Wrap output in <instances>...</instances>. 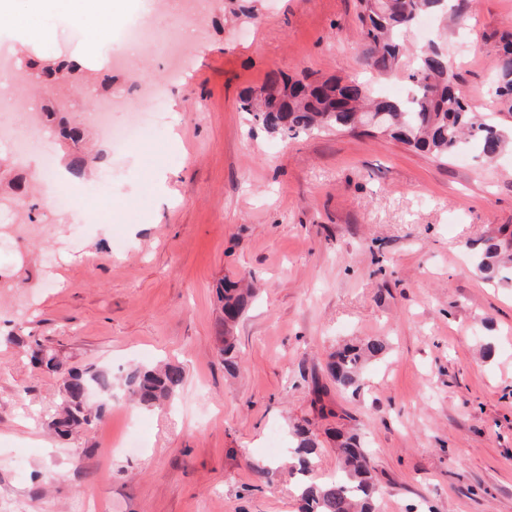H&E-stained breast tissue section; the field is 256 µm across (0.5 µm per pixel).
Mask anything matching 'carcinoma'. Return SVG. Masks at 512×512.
I'll use <instances>...</instances> for the list:
<instances>
[{"mask_svg": "<svg viewBox=\"0 0 512 512\" xmlns=\"http://www.w3.org/2000/svg\"><path fill=\"white\" fill-rule=\"evenodd\" d=\"M358 4L365 63L378 81L401 73L402 60L409 52L402 37L406 29L424 15L447 14L446 0H358ZM72 71L63 64L41 69L49 79L59 82L69 81ZM407 78L411 97L395 98L376 95L370 83L349 76L324 78L311 72L291 81L275 75L257 90H245L240 96V110L249 122L285 142L325 130L354 133L368 128L440 161L455 156L472 140L479 143L484 158L493 159L512 141V44L498 57L491 82L497 103L506 109L502 117L481 118L471 111L456 88L453 65L436 40L417 51ZM58 127L75 150L69 173L78 179L85 164L80 156L85 131L62 118ZM478 253V271L496 277V271L512 267V234L483 241ZM242 283L241 279L223 280L219 286L224 318L217 339L224 369L230 374L237 368L232 329L253 298L252 289ZM388 351L386 339L366 337L330 354L325 370L337 388L354 394L363 385V364L384 358ZM32 357L49 371L61 369L59 356L41 345ZM183 382L184 372L178 365L134 366L126 376L123 391L133 402L152 408L170 399ZM95 389L112 396V380L102 370L70 368L62 373L60 410L48 421L49 428L64 438L73 429L98 421L105 404H90L88 393ZM292 437L288 473L297 477L296 491L303 512H376L371 457L357 434L336 431L340 467L336 477L322 481L311 478L318 460L317 436L309 427L296 425Z\"/></svg>", "mask_w": 512, "mask_h": 512, "instance_id": "1", "label": "carcinoma"}]
</instances>
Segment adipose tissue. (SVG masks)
<instances>
[{
    "label": "adipose tissue",
    "instance_id": "1",
    "mask_svg": "<svg viewBox=\"0 0 512 512\" xmlns=\"http://www.w3.org/2000/svg\"><path fill=\"white\" fill-rule=\"evenodd\" d=\"M127 7L128 0H25V12L19 18L14 0H0V19L18 18L20 27L31 36L48 40L54 35L48 15L83 14L92 18L91 36L97 40L111 35Z\"/></svg>",
    "mask_w": 512,
    "mask_h": 512
}]
</instances>
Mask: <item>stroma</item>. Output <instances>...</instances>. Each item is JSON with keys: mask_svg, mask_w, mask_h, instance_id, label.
Returning <instances> with one entry per match:
<instances>
[{"mask_svg": "<svg viewBox=\"0 0 512 512\" xmlns=\"http://www.w3.org/2000/svg\"><path fill=\"white\" fill-rule=\"evenodd\" d=\"M446 45L474 112L488 94L512 0H456ZM233 16L207 0L202 30L171 56L129 52L141 18L173 29L170 0H135L110 38L87 51L82 15L49 16L51 41L0 25L15 60L77 59L80 93L61 102L74 123L111 76L121 126L161 86V124L101 154L81 179L83 213L49 204L32 149L0 156V181L32 187L14 215L55 224V237L0 246V512H299L293 481L257 480L250 465L290 456L292 423L309 419L322 445L316 476L334 474L329 428L373 450L378 512H512V284L486 280L472 247L512 232V148L440 163L384 136L324 132L289 144L251 130L239 95L268 75L369 78L357 0H249ZM254 275L239 319L238 369L217 353L216 285ZM382 336L352 395L323 370L354 337ZM69 367L120 378L130 366L184 369L180 392L140 410L115 389L100 421L61 439L47 427L59 374L36 367L35 345ZM333 417L319 418L313 385Z\"/></svg>", "mask_w": 512, "mask_h": 512, "instance_id": "1", "label": "stroma"}]
</instances>
